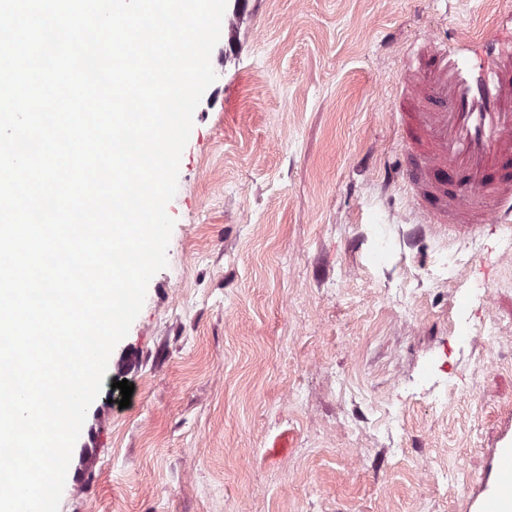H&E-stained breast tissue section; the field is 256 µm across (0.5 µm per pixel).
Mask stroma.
Segmentation results:
<instances>
[{
    "instance_id": "obj_1",
    "label": "stroma",
    "mask_w": 512,
    "mask_h": 512,
    "mask_svg": "<svg viewBox=\"0 0 512 512\" xmlns=\"http://www.w3.org/2000/svg\"><path fill=\"white\" fill-rule=\"evenodd\" d=\"M224 19L167 266L59 512H476L512 442V230L427 227L385 176L403 48L510 35L512 0H228Z\"/></svg>"
}]
</instances>
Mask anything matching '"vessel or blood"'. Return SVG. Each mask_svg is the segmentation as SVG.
I'll return each instance as SVG.
<instances>
[{
  "label": "vessel or blood",
  "mask_w": 512,
  "mask_h": 512,
  "mask_svg": "<svg viewBox=\"0 0 512 512\" xmlns=\"http://www.w3.org/2000/svg\"><path fill=\"white\" fill-rule=\"evenodd\" d=\"M394 114L409 147L401 180L425 224L470 229L512 217V40L469 60L424 34L398 79ZM500 493L477 512H512V448L497 452Z\"/></svg>",
  "instance_id": "vessel-or-blood-1"
}]
</instances>
